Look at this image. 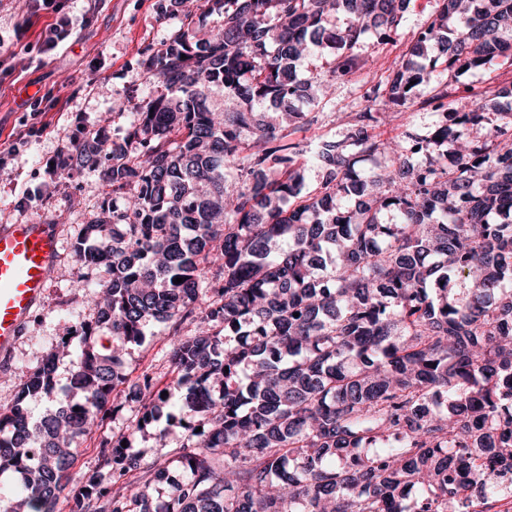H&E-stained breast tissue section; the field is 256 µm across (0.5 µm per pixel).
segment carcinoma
Wrapping results in <instances>:
<instances>
[{
	"instance_id": "obj_1",
	"label": "carcinoma",
	"mask_w": 512,
	"mask_h": 512,
	"mask_svg": "<svg viewBox=\"0 0 512 512\" xmlns=\"http://www.w3.org/2000/svg\"><path fill=\"white\" fill-rule=\"evenodd\" d=\"M408 2L204 0L147 55L165 92L131 95L132 147L112 149L103 178L125 208L74 245L85 267L107 268L98 321L115 346L100 353L81 325L71 399L29 419L26 400L55 386L54 353L0 408V471L22 476L0 487L3 512H57L61 499L69 512H458L461 475L512 469V88L463 104L412 63L431 43L432 67L455 78L507 57L512 0H435L410 59L345 139L322 143L318 194L302 193L305 163L275 116L253 120L354 74L365 35L397 30ZM214 12L224 28L198 38ZM335 13L342 31L327 27ZM312 45L331 57L327 79L297 76ZM420 86L446 120L375 140L368 128ZM215 88L233 108L210 109ZM352 146L390 165L358 170ZM100 147L92 128L76 161ZM153 321L172 326L181 443L146 466L134 450L169 402L147 377L128 392L140 416L72 486L82 438ZM172 470L180 479L156 495Z\"/></svg>"
}]
</instances>
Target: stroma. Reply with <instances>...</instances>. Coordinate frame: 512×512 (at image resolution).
Returning a JSON list of instances; mask_svg holds the SVG:
<instances>
[{
  "label": "stroma",
  "mask_w": 512,
  "mask_h": 512,
  "mask_svg": "<svg viewBox=\"0 0 512 512\" xmlns=\"http://www.w3.org/2000/svg\"><path fill=\"white\" fill-rule=\"evenodd\" d=\"M66 10L74 22L73 37L62 49L42 54L36 43L48 14H28L24 0H0V225L47 213L55 220L60 237V257L44 303L26 324L12 354L0 358V404L8 403L42 358L95 314L87 292L107 278L105 268L87 269L73 251L74 241L95 220L106 200L100 168L75 165L70 177L50 184L43 159L72 150L84 129L91 127L103 130L104 152L126 142L137 122L128 91L146 96L163 90L158 80L147 78L141 61L162 48L182 18L181 7L170 0H67ZM433 10L432 0H410L404 21L390 40L381 43L374 35L365 37L360 49L365 61L362 70L336 81L327 97L301 104V111L309 113L312 122L291 126L289 140L307 161L305 192L315 193L321 187V172L313 163L321 141L347 135L352 118L369 104L370 87L386 83ZM21 27L26 33L19 39L15 32ZM510 83L512 64L501 57L461 76L459 95L472 99ZM35 107L43 111L49 124L46 134L16 143L14 128L28 121ZM441 120L439 113L415 101L394 113L376 132L383 140L408 129L425 133ZM44 183L49 186L44 196L22 203L23 191ZM169 343L164 325H149L142 342L128 350V380L136 382L147 374L155 390H162L171 379ZM136 414V405L125 404L121 413L105 418L80 448L73 479L97 467L101 443L125 432Z\"/></svg>",
  "instance_id": "stroma-1"
}]
</instances>
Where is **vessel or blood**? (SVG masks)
Listing matches in <instances>:
<instances>
[{"label":"vessel or blood","instance_id":"1","mask_svg":"<svg viewBox=\"0 0 512 512\" xmlns=\"http://www.w3.org/2000/svg\"><path fill=\"white\" fill-rule=\"evenodd\" d=\"M43 215L0 225V355L11 354L52 275L58 237Z\"/></svg>","mask_w":512,"mask_h":512}]
</instances>
